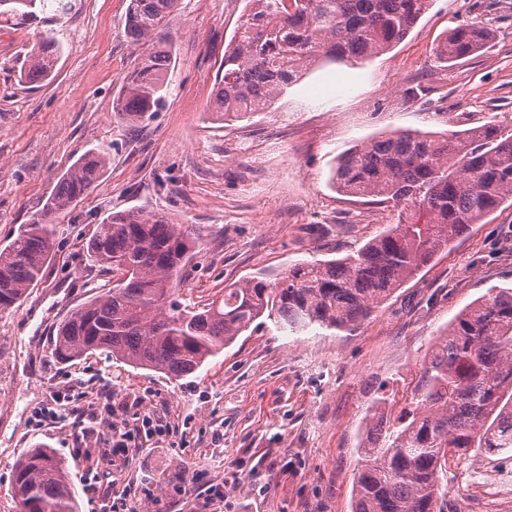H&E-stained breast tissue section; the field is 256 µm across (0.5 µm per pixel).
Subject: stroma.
Returning <instances> with one entry per match:
<instances>
[{
	"instance_id": "stroma-1",
	"label": "stroma",
	"mask_w": 512,
	"mask_h": 512,
	"mask_svg": "<svg viewBox=\"0 0 512 512\" xmlns=\"http://www.w3.org/2000/svg\"><path fill=\"white\" fill-rule=\"evenodd\" d=\"M128 7L76 0L52 21L0 28V248L42 217L58 176L82 154L108 157L96 187L56 216L44 279L0 312V512H17L13 467L38 443L64 461L79 512H107L115 487L130 488L134 512H201L197 493L212 485L224 488L223 512H352L368 410L383 397L398 416L433 339L488 288L512 287L511 205L472 225L356 332L287 334L266 320L177 380L100 351L58 361L57 325L111 281L87 243L115 212L205 226L177 290L188 305L259 270L273 277L343 257L396 223L391 204L336 191L333 169L353 146L397 130L512 127V0H433L386 53L355 68L315 67L269 111L230 125L207 108L245 0H178L153 38L175 49L168 90L137 125L113 110L145 50L125 33ZM472 22L492 27V42L439 63L440 40ZM45 32L64 55L33 88L18 70ZM59 394L71 400L63 418L47 413ZM141 407L168 433L113 452L108 418ZM502 468L512 470V456L485 451L448 465L443 512H496L479 483Z\"/></svg>"
}]
</instances>
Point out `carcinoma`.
I'll list each match as a JSON object with an SVG mask.
<instances>
[{"label":"carcinoma","instance_id":"cac0c4a2","mask_svg":"<svg viewBox=\"0 0 512 512\" xmlns=\"http://www.w3.org/2000/svg\"><path fill=\"white\" fill-rule=\"evenodd\" d=\"M50 1L59 14L73 8V0H0V23L35 21ZM431 2L249 0L224 48L208 112L238 121L287 95L313 63L355 67L381 55ZM176 4L130 0V38L146 43ZM492 37L481 23L460 25L438 44L437 59L455 63ZM63 54L57 40L40 36L24 55L20 80L46 82ZM171 60L172 47L147 48L123 77L115 111L131 123L149 117L168 89ZM107 163L100 151L80 156L58 177L48 217L23 225L0 249V311L21 304L42 280L56 233L50 215L87 194ZM332 181L351 196L393 204L397 223L344 257L296 263L272 282L248 277L196 307L182 305L176 293L204 228L140 209L111 214L88 249L116 280L59 323L55 354L69 362L102 351L177 378L195 373L263 317L283 331L355 332L471 225L512 202V130L488 122L446 138L398 131L346 152ZM411 405L393 420L369 418L352 512H442L448 460L460 462L474 448H512V288L491 289L448 324L425 356ZM13 495L17 512H78L67 467L45 445L17 461Z\"/></svg>","mask_w":512,"mask_h":512}]
</instances>
